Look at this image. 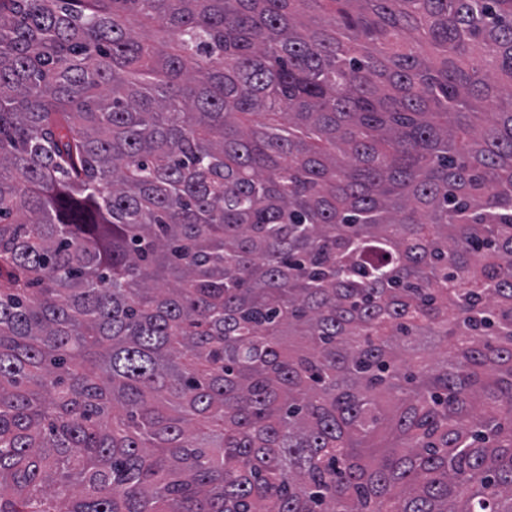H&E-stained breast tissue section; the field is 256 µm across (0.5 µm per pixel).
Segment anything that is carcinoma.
<instances>
[{
	"instance_id": "carcinoma-1",
	"label": "carcinoma",
	"mask_w": 512,
	"mask_h": 512,
	"mask_svg": "<svg viewBox=\"0 0 512 512\" xmlns=\"http://www.w3.org/2000/svg\"><path fill=\"white\" fill-rule=\"evenodd\" d=\"M0 512H512V0H0Z\"/></svg>"
}]
</instances>
